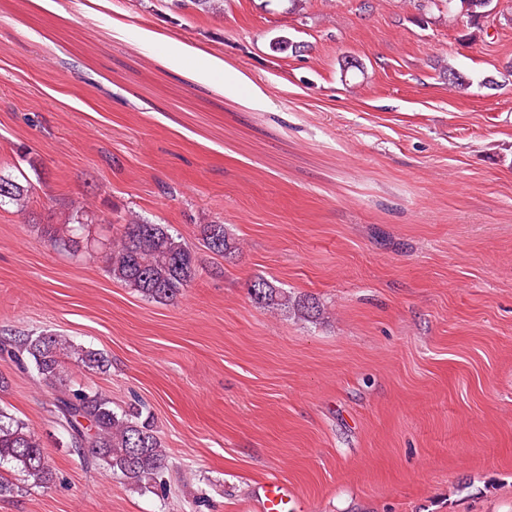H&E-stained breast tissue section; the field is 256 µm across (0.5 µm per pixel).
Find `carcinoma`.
Instances as JSON below:
<instances>
[{"label":"carcinoma","instance_id":"1","mask_svg":"<svg viewBox=\"0 0 512 512\" xmlns=\"http://www.w3.org/2000/svg\"><path fill=\"white\" fill-rule=\"evenodd\" d=\"M191 3L207 13L224 11V0H167L169 8ZM461 11L472 22L484 15L486 0H459ZM26 193L13 181L0 177V204L8 201L24 208ZM203 242L214 254L223 255L233 243L222 224L203 226ZM112 278L123 282L155 301L176 299L198 274L196 254L171 232L166 224L133 221L123 225L112 255ZM252 299L263 306H284L302 318L320 314L319 305L309 296L293 298L281 288L260 279L251 285ZM0 358L22 367L33 365L40 380L53 386L60 380L65 360L73 358L84 366L100 369L105 360L101 353L78 347L62 335H39L17 341L0 339ZM58 423L76 443L114 473L131 484L151 479L165 467L167 452L152 425L142 419V412L132 408L121 413L112 409L109 399L100 392L59 391L54 397ZM9 464L33 486L48 484L53 473L35 435L25 423L0 411V465Z\"/></svg>","mask_w":512,"mask_h":512}]
</instances>
